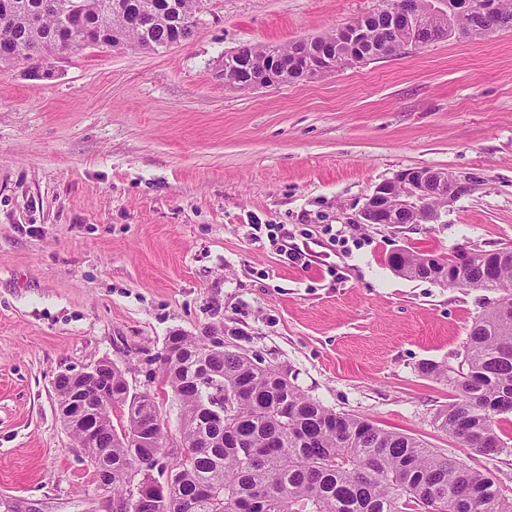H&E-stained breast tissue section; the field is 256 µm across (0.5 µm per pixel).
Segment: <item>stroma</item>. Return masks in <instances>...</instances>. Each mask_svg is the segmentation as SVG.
<instances>
[{
    "instance_id": "1",
    "label": "stroma",
    "mask_w": 512,
    "mask_h": 512,
    "mask_svg": "<svg viewBox=\"0 0 512 512\" xmlns=\"http://www.w3.org/2000/svg\"><path fill=\"white\" fill-rule=\"evenodd\" d=\"M377 0H208L194 36L158 52L90 47L35 75L0 73V512H112V490L61 422L54 380L101 359L180 408L157 361L168 336H223L335 412L490 472L512 498V447L484 456L437 428L496 300L405 277L400 248L445 258L512 247V31L463 36L314 82L225 87L224 55L316 36ZM479 186L435 224H359L398 172ZM323 257L279 256L265 225Z\"/></svg>"
}]
</instances>
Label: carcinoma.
Wrapping results in <instances>:
<instances>
[{
  "label": "carcinoma",
  "mask_w": 512,
  "mask_h": 512,
  "mask_svg": "<svg viewBox=\"0 0 512 512\" xmlns=\"http://www.w3.org/2000/svg\"><path fill=\"white\" fill-rule=\"evenodd\" d=\"M43 0H0V53L39 65L45 54L74 55L77 43L62 35L57 16L41 11ZM207 0H84V29L101 30L99 45L138 48L152 40L160 46L183 43L194 27L182 18L200 15ZM388 0L366 16L369 42L385 45L388 57L404 53L406 35L390 30ZM426 28L448 29V17L422 15ZM485 13L474 9L465 35L484 38ZM314 40L328 49V68L340 69L333 54L335 35ZM305 46L288 43L250 44L244 60L262 67L271 58L286 57ZM416 279L426 271L416 252L396 258ZM496 269V283L512 287V255L480 251L455 288H473L485 271ZM163 384L181 408L180 442L187 454L173 457L162 483L150 474L160 448H139L137 433L160 430L159 402L140 396L137 408L112 422V408L126 401L122 372L112 369V401L87 381L82 390L67 376L55 379L61 400L96 424L95 439L73 426L74 439L88 458L108 466L112 500L132 501V512H512L487 472L444 457L423 442L382 429L365 418L338 414L307 397L288 374L258 366L229 349L208 350L202 336L181 337L161 357ZM442 380L453 398L435 415L438 427L461 440L471 451L494 455L506 448L500 436L501 415L512 414V298L505 294L470 327L465 355L458 368L423 367ZM222 404L224 426L210 425L205 408Z\"/></svg>",
  "instance_id": "obj_1"
}]
</instances>
